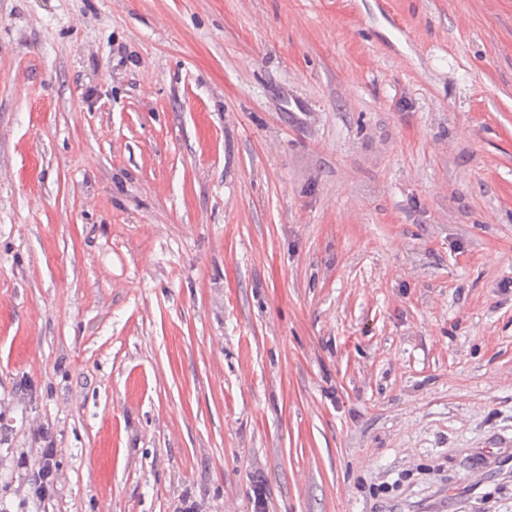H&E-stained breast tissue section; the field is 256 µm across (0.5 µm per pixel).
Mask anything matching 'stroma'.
I'll list each match as a JSON object with an SVG mask.
<instances>
[{
    "mask_svg": "<svg viewBox=\"0 0 512 512\" xmlns=\"http://www.w3.org/2000/svg\"><path fill=\"white\" fill-rule=\"evenodd\" d=\"M187 504L512 512V0H0V512Z\"/></svg>",
    "mask_w": 512,
    "mask_h": 512,
    "instance_id": "1",
    "label": "stroma"
}]
</instances>
